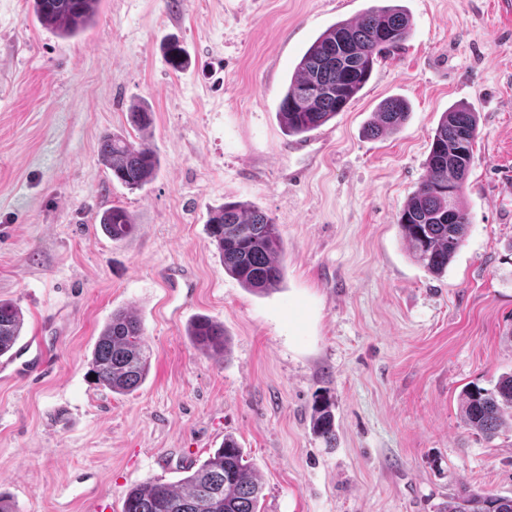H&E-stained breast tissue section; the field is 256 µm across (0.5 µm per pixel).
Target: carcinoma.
Listing matches in <instances>:
<instances>
[{"label":"carcinoma","mask_w":512,"mask_h":512,"mask_svg":"<svg viewBox=\"0 0 512 512\" xmlns=\"http://www.w3.org/2000/svg\"><path fill=\"white\" fill-rule=\"evenodd\" d=\"M33 16L62 38L79 35L98 14L101 0H28ZM412 31L409 15L399 5L373 6L357 19L330 25L312 42L297 63L278 105L285 132L292 136L311 132L344 111L369 81L374 65L384 53L399 47ZM409 112L400 98L385 100L375 112L367 134L378 137L399 130ZM128 121L147 131L153 112L133 104ZM478 128L475 112L456 105L443 113L426 161L427 174L399 216L402 238L413 259L433 275H441L462 246L469 217L460 196L473 157ZM99 161L112 179L131 191L141 190L155 177L160 159L145 141L135 143L125 135L101 136ZM112 240L123 241L134 231L128 211L113 206L100 218ZM207 233L215 243L224 271L243 287L257 293L272 291L284 279V252L279 227L268 214L249 204L229 201L213 210ZM24 317L12 301L0 300V356L19 340ZM188 336L207 355L224 353V326L206 316L197 317ZM151 351L141 322L127 311H116L103 328L88 362L96 384L127 394L146 379ZM464 426L491 440L512 432V371L498 377L490 388L476 384L460 394ZM314 433L336 439L330 404L314 407ZM262 485L244 451L232 436L200 463L187 467L177 485L148 480L131 487L123 512H260ZM438 512H512V496L461 488Z\"/></svg>","instance_id":"cac0c4a2"}]
</instances>
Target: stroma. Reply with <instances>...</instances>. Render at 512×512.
I'll return each instance as SVG.
<instances>
[{
  "instance_id": "35a3bbf8",
  "label": "stroma",
  "mask_w": 512,
  "mask_h": 512,
  "mask_svg": "<svg viewBox=\"0 0 512 512\" xmlns=\"http://www.w3.org/2000/svg\"><path fill=\"white\" fill-rule=\"evenodd\" d=\"M383 0H101L60 38L28 0H0V299L49 372L0 381V492L15 512H85L129 488L175 484L233 436L262 512H436L466 486L512 495V436L464 428L459 395L512 370V0H395L412 34L357 98L287 135L288 77L331 24ZM178 42L188 65L173 70ZM408 102L402 127L366 129ZM153 112L161 165L138 191L98 162L128 109ZM478 116L461 203L467 236L447 271L409 254L398 216L443 112ZM234 200L279 224L284 279L267 293L227 274L206 231ZM112 206L135 224L115 242ZM141 322L145 382L119 395L87 363L113 312ZM223 324L210 357L187 327ZM329 401L336 440L312 430ZM409 112L408 103L400 98L385 100L375 112L373 122L367 128V134L378 137L386 132H396L405 122ZM100 224L112 241L127 239L135 229L128 211L118 206L105 210L101 215Z\"/></svg>"
}]
</instances>
